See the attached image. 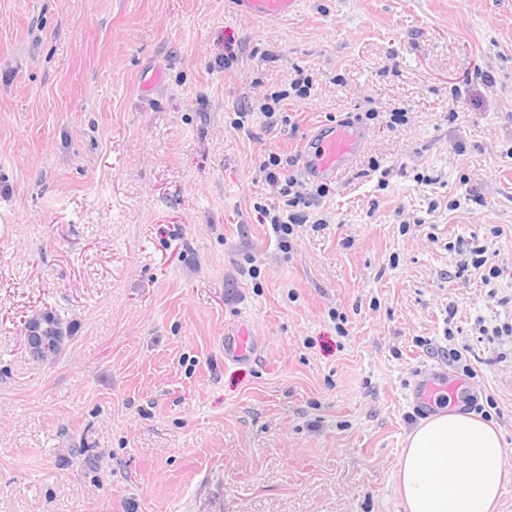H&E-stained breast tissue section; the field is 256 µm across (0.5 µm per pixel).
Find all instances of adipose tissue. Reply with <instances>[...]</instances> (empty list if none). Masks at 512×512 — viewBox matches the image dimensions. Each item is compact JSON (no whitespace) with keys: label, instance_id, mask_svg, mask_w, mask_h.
Returning a JSON list of instances; mask_svg holds the SVG:
<instances>
[{"label":"adipose tissue","instance_id":"ef3b65f1","mask_svg":"<svg viewBox=\"0 0 512 512\" xmlns=\"http://www.w3.org/2000/svg\"><path fill=\"white\" fill-rule=\"evenodd\" d=\"M503 440L490 423L441 410L408 434L396 472L405 512H496Z\"/></svg>","mask_w":512,"mask_h":512}]
</instances>
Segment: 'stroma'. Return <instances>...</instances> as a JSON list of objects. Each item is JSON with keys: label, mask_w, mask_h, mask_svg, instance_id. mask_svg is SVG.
<instances>
[{"label": "stroma", "mask_w": 512, "mask_h": 512, "mask_svg": "<svg viewBox=\"0 0 512 512\" xmlns=\"http://www.w3.org/2000/svg\"><path fill=\"white\" fill-rule=\"evenodd\" d=\"M274 93L297 132L263 128ZM359 113L325 227L281 248L261 161ZM477 246L492 285L450 276ZM46 307L77 324L54 361L24 347ZM480 319L512 324V0H0V512H404L439 367L512 512V338ZM241 12L273 19L286 18L292 14L298 0H235ZM256 338L247 327L241 326L237 331L224 338L225 360L237 362L249 359L255 350ZM459 386L460 383L450 379L446 370L433 368L420 375L409 389L407 397L414 408L425 412L434 408V403L441 394L455 391Z\"/></svg>", "instance_id": "35a3bbf8"}]
</instances>
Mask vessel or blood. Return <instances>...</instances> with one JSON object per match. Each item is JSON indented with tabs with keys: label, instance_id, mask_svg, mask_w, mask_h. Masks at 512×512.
I'll list each match as a JSON object with an SVG mask.
<instances>
[{
	"label": "vessel or blood",
	"instance_id": "b4317fda",
	"mask_svg": "<svg viewBox=\"0 0 512 512\" xmlns=\"http://www.w3.org/2000/svg\"><path fill=\"white\" fill-rule=\"evenodd\" d=\"M298 0H236L241 12L273 19L292 14ZM363 145V134L355 123L339 124L319 128L310 138L306 150L303 170L315 180L333 181L340 177L359 154ZM256 338L247 327L224 338V357L237 362L250 358L255 350ZM457 380L451 379L447 371L431 369L421 374L408 394V400L421 411L431 410L436 399L444 393L458 389Z\"/></svg>",
	"mask_w": 512,
	"mask_h": 512
}]
</instances>
